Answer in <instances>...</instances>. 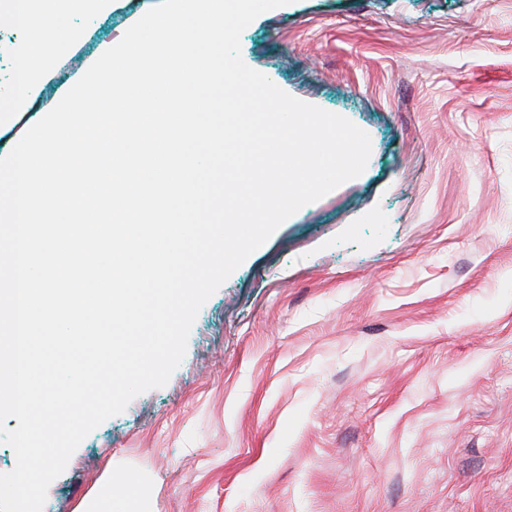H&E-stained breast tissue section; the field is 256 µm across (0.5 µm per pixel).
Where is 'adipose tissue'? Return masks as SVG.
I'll use <instances>...</instances> for the list:
<instances>
[{
  "label": "adipose tissue",
  "instance_id": "1",
  "mask_svg": "<svg viewBox=\"0 0 512 512\" xmlns=\"http://www.w3.org/2000/svg\"><path fill=\"white\" fill-rule=\"evenodd\" d=\"M109 0H17L15 13L28 31L27 41L18 49L10 109L23 108L39 87L44 73L75 38L73 29L63 25L64 17L93 16L106 12Z\"/></svg>",
  "mask_w": 512,
  "mask_h": 512
}]
</instances>
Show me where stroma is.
I'll return each mask as SVG.
<instances>
[{"mask_svg":"<svg viewBox=\"0 0 512 512\" xmlns=\"http://www.w3.org/2000/svg\"><path fill=\"white\" fill-rule=\"evenodd\" d=\"M158 0L66 20L94 62ZM25 33L0 9V105ZM241 56L371 140L201 307L167 385L87 436L42 512H512V0H293ZM49 110L0 125V157ZM90 512H120L125 510L124 497L112 486V479L103 477L96 484L95 496L87 506Z\"/></svg>","mask_w":512,"mask_h":512,"instance_id":"stroma-1","label":"stroma"}]
</instances>
